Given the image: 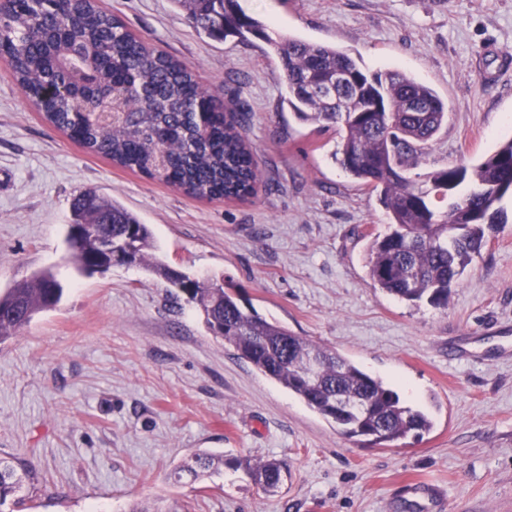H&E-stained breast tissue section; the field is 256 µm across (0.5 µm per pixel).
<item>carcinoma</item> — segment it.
<instances>
[{
  "label": "carcinoma",
  "instance_id": "carcinoma-1",
  "mask_svg": "<svg viewBox=\"0 0 512 512\" xmlns=\"http://www.w3.org/2000/svg\"><path fill=\"white\" fill-rule=\"evenodd\" d=\"M199 30L215 41L254 37L278 60L288 103L304 123L336 128L332 158L356 183L370 188L390 217V232L368 244L365 267L373 287L414 306L448 303L486 231L507 222L498 203L512 191V137L477 164L431 170L418 181L406 173L418 164L446 119L437 92L403 71L368 72L349 53L291 35L269 34L239 0H175ZM0 58L16 82L44 111L46 120L73 142L113 163L200 199L237 200L255 193L257 160L240 132L239 113L201 88L178 60L148 47L97 0H13L0 19ZM349 74L345 111L317 89L336 71ZM313 86L309 91L306 86ZM422 104L416 117L406 104ZM465 182L475 189L457 195ZM72 223L83 233L72 246L78 268L108 271L104 246L133 234L132 260L140 265L154 248L148 225L123 205L85 190L72 203ZM183 294L205 315L214 335L266 378L281 384L348 438L389 448L433 427L425 413L342 354L321 347L255 310L245 312L231 291L209 279L180 274ZM63 288L57 274L42 270L0 294V342L16 336L39 313L55 308ZM314 356L312 381L298 375ZM339 393L356 399L337 408ZM224 457L202 452L174 472L176 480L211 475ZM236 467L266 492L278 491L287 474L278 459L239 458ZM30 472L0 457V508L25 506Z\"/></svg>",
  "mask_w": 512,
  "mask_h": 512
}]
</instances>
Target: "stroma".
<instances>
[{"label": "stroma", "instance_id": "obj_1", "mask_svg": "<svg viewBox=\"0 0 512 512\" xmlns=\"http://www.w3.org/2000/svg\"><path fill=\"white\" fill-rule=\"evenodd\" d=\"M98 3L242 113L261 181L247 200L201 201L117 167L51 126L0 60V291L45 268L64 288L0 343V457L32 470L28 512H512V195L447 307L388 296L364 256L389 217L333 161L335 129L296 119L263 41H214L173 0ZM240 3L274 31L434 88L448 119L419 173L473 165L512 136V0ZM88 188L148 224L172 267L222 279L263 318L383 378L431 432L363 446L238 358L163 278L80 274L66 235ZM199 451L224 467L173 482ZM246 456L286 463L279 493L232 466ZM419 481L441 508L406 494Z\"/></svg>", "mask_w": 512, "mask_h": 512}]
</instances>
